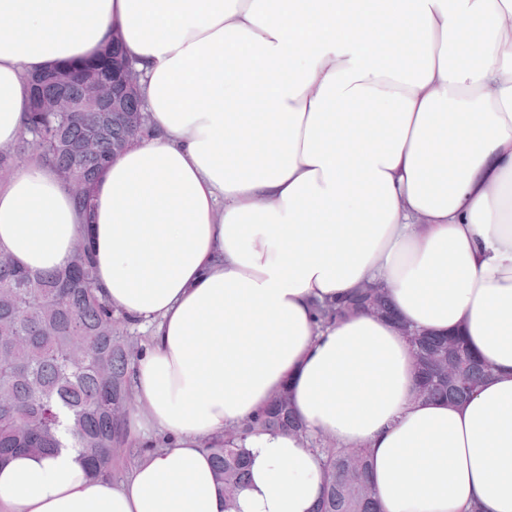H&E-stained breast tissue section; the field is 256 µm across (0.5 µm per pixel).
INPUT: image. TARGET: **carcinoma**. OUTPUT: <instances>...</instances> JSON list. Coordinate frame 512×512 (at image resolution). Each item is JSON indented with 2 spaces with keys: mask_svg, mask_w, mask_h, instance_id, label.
<instances>
[{
  "mask_svg": "<svg viewBox=\"0 0 512 512\" xmlns=\"http://www.w3.org/2000/svg\"><path fill=\"white\" fill-rule=\"evenodd\" d=\"M100 74L112 78V42L99 52ZM60 64L28 76V123L24 135L0 153V169L17 172L34 161L51 165L64 183L80 177L84 192L74 201L89 214L97 173L112 161V113L47 112L45 100L57 89ZM96 138V150L81 156L84 136ZM90 243L61 268L32 272L0 251V462L22 452H54L77 448L95 478H112L121 454H142L126 440V416L141 337L130 334L136 321L112 310L96 293ZM375 308L383 313V292L366 288L351 302L318 309L323 321L339 320L350 312ZM419 338L415 355L419 372L433 377L424 398L459 401L488 378V368L476 360L463 337L438 348L434 337L414 330ZM463 379L433 373L436 361ZM244 430L302 433L306 427L290 410L281 391L257 412ZM324 458V492L318 512H378L369 479L370 464L362 448H339L319 438L312 441ZM210 451L216 475L232 503L247 478L244 451L218 441Z\"/></svg>",
  "mask_w": 512,
  "mask_h": 512,
  "instance_id": "carcinoma-1",
  "label": "carcinoma"
}]
</instances>
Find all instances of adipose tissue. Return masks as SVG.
Instances as JSON below:
<instances>
[{"instance_id":"ef3b65f1","label":"adipose tissue","mask_w":512,"mask_h":512,"mask_svg":"<svg viewBox=\"0 0 512 512\" xmlns=\"http://www.w3.org/2000/svg\"><path fill=\"white\" fill-rule=\"evenodd\" d=\"M119 37L151 126L82 215L37 162L0 182V249L63 266L151 332L130 476L74 448L0 464V512H315L323 458L241 426L288 391L314 435L365 449L379 512H512V0H0V151L27 77ZM374 285L390 316L324 325ZM463 333L493 376L419 397L403 329ZM249 466L224 507L210 442Z\"/></svg>"}]
</instances>
